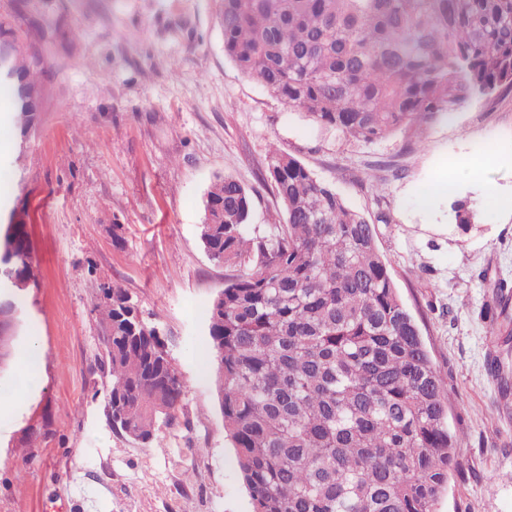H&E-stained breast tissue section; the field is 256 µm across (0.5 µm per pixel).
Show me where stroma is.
<instances>
[{
	"mask_svg": "<svg viewBox=\"0 0 512 512\" xmlns=\"http://www.w3.org/2000/svg\"><path fill=\"white\" fill-rule=\"evenodd\" d=\"M0 0L29 20L79 31L38 43L51 69L40 123L21 139L0 97V200L33 247L27 336L37 365L0 372V512H251L214 383L208 311L227 271L200 239L218 175L251 197L250 228L284 221L270 148L332 185L374 222L391 276L448 390L467 454L437 512H512V338L481 311L512 286V92L463 104L371 143L320 127L240 73L224 52L214 0ZM450 176V195L424 190ZM477 217L459 227L454 203ZM388 223H379L380 214ZM118 284L155 322L186 386L148 443L116 432L95 306Z\"/></svg>",
	"mask_w": 512,
	"mask_h": 512,
	"instance_id": "1",
	"label": "stroma"
}]
</instances>
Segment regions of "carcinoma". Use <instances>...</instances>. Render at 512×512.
<instances>
[{"label": "carcinoma", "instance_id": "cac0c4a2", "mask_svg": "<svg viewBox=\"0 0 512 512\" xmlns=\"http://www.w3.org/2000/svg\"><path fill=\"white\" fill-rule=\"evenodd\" d=\"M224 51L245 75L315 123L365 143L474 97L512 90V0H216ZM0 79L21 136L39 110L46 64ZM267 172L285 221L246 236L248 191L216 177L201 240L231 271L207 332L224 430L252 512H435L467 449L448 424V394L418 323L377 246L375 225L300 161L271 150ZM507 283L484 318L512 334ZM22 289L0 308V372L26 341ZM112 427L148 443L175 418L185 384L155 324L130 293L96 304ZM500 398L512 379L493 357Z\"/></svg>", "mask_w": 512, "mask_h": 512}]
</instances>
